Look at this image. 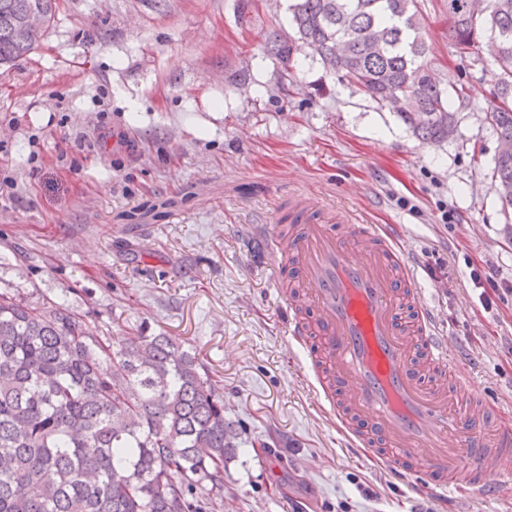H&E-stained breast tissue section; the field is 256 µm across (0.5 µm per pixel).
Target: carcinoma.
Wrapping results in <instances>:
<instances>
[{
    "label": "carcinoma",
    "instance_id": "cac0c4a2",
    "mask_svg": "<svg viewBox=\"0 0 512 512\" xmlns=\"http://www.w3.org/2000/svg\"><path fill=\"white\" fill-rule=\"evenodd\" d=\"M57 0H0V66L30 52ZM448 0L449 38L479 50L497 38L499 139L492 178L512 208V0ZM293 34L269 32L266 53L289 74L310 49L341 84L378 105L400 97L419 140L454 138L452 102L428 72L421 0H292ZM246 445L224 394L196 353L145 328L114 342L58 302L0 289V512H215L224 471Z\"/></svg>",
    "mask_w": 512,
    "mask_h": 512
}]
</instances>
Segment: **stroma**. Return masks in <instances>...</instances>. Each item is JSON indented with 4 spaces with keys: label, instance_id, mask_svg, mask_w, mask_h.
<instances>
[{
    "label": "stroma",
    "instance_id": "stroma-1",
    "mask_svg": "<svg viewBox=\"0 0 512 512\" xmlns=\"http://www.w3.org/2000/svg\"><path fill=\"white\" fill-rule=\"evenodd\" d=\"M431 68L464 87L457 132L427 145L297 55L264 52L289 0H58L0 74V288L63 302L94 334L139 325L197 351L249 440L219 512H512V493L409 490L361 456L316 397L267 255L297 190L401 235L473 392L512 408V208L492 179L491 64L457 56L448 0H424ZM107 121L125 145L101 148ZM451 222H444L443 213ZM481 269L495 289L477 288Z\"/></svg>",
    "mask_w": 512,
    "mask_h": 512
}]
</instances>
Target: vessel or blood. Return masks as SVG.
<instances>
[{
    "label": "vessel or blood",
    "instance_id": "vessel-or-blood-1",
    "mask_svg": "<svg viewBox=\"0 0 512 512\" xmlns=\"http://www.w3.org/2000/svg\"><path fill=\"white\" fill-rule=\"evenodd\" d=\"M272 236L291 340L306 348L319 385L356 450L380 458L399 482L475 498L491 453L512 457V412L461 399L467 369L434 325L405 250L377 225L289 196Z\"/></svg>",
    "mask_w": 512,
    "mask_h": 512
}]
</instances>
